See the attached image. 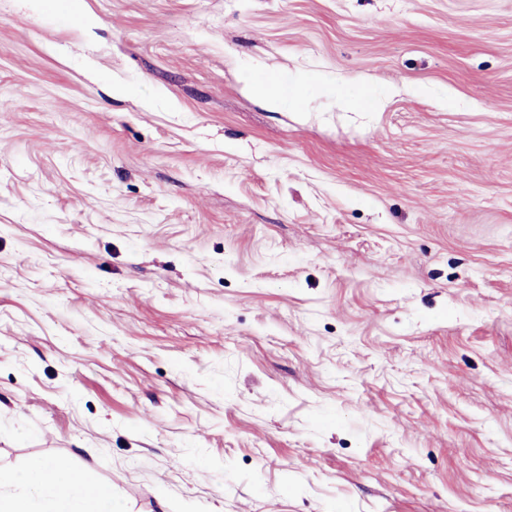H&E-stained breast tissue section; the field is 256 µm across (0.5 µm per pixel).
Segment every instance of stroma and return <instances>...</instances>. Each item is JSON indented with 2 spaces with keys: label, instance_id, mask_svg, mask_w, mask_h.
Wrapping results in <instances>:
<instances>
[{
  "label": "stroma",
  "instance_id": "35a3bbf8",
  "mask_svg": "<svg viewBox=\"0 0 512 512\" xmlns=\"http://www.w3.org/2000/svg\"><path fill=\"white\" fill-rule=\"evenodd\" d=\"M33 456L125 512H512V0H0Z\"/></svg>",
  "mask_w": 512,
  "mask_h": 512
}]
</instances>
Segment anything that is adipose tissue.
<instances>
[{"label": "adipose tissue", "instance_id": "obj_1", "mask_svg": "<svg viewBox=\"0 0 512 512\" xmlns=\"http://www.w3.org/2000/svg\"><path fill=\"white\" fill-rule=\"evenodd\" d=\"M84 474L59 460L34 458L20 470L0 467V512H122L110 488L80 495Z\"/></svg>", "mask_w": 512, "mask_h": 512}]
</instances>
